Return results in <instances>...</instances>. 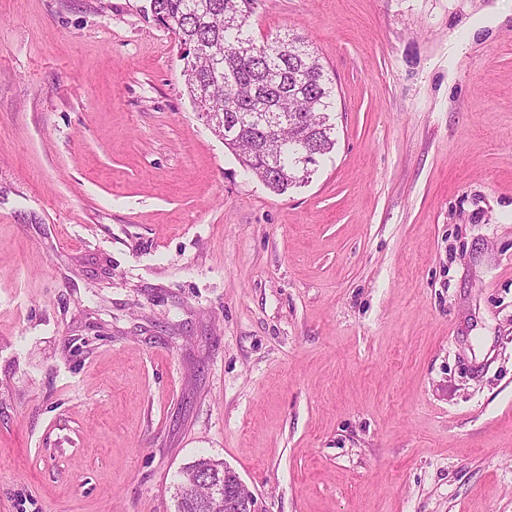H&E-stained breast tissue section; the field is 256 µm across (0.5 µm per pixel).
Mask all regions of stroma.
I'll return each instance as SVG.
<instances>
[{
    "instance_id": "stroma-1",
    "label": "stroma",
    "mask_w": 512,
    "mask_h": 512,
    "mask_svg": "<svg viewBox=\"0 0 512 512\" xmlns=\"http://www.w3.org/2000/svg\"><path fill=\"white\" fill-rule=\"evenodd\" d=\"M147 0H0V512H512V0H261L335 82L283 193ZM224 462L200 458L182 471L177 485V512H224ZM210 491V492H209ZM233 474L235 476V481L229 491L233 502L239 512H255L257 502L255 494L248 488L235 471H233Z\"/></svg>"
}]
</instances>
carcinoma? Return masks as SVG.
Segmentation results:
<instances>
[{"mask_svg":"<svg viewBox=\"0 0 512 512\" xmlns=\"http://www.w3.org/2000/svg\"><path fill=\"white\" fill-rule=\"evenodd\" d=\"M258 0H148L156 21L192 49L181 57L193 103L240 165L275 192L302 182L304 169L335 146L329 112L332 78L304 37L287 32L256 40L249 17ZM281 122L269 135L259 117ZM317 153L303 158V149ZM177 512H224V462L200 458L182 471Z\"/></svg>","mask_w":512,"mask_h":512,"instance_id":"cac0c4a2","label":"carcinoma"}]
</instances>
